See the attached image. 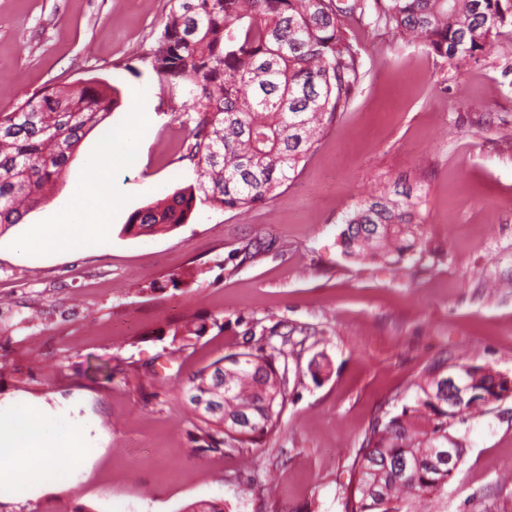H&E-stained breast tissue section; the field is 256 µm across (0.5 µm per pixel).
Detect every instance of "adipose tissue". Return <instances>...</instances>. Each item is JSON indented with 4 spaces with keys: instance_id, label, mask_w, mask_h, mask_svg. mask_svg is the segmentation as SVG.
Masks as SVG:
<instances>
[{
    "instance_id": "ef3b65f1",
    "label": "adipose tissue",
    "mask_w": 512,
    "mask_h": 512,
    "mask_svg": "<svg viewBox=\"0 0 512 512\" xmlns=\"http://www.w3.org/2000/svg\"><path fill=\"white\" fill-rule=\"evenodd\" d=\"M123 146L104 148L88 160L70 205L72 219L63 224H41L26 246L37 253L77 252L99 243L107 227L99 224L91 237L83 236L76 220L87 197L108 204L107 175L124 157ZM97 454L83 421L58 419L28 402L0 406V502L17 503L42 491L69 490L76 484V465Z\"/></svg>"
}]
</instances>
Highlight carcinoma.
<instances>
[{
	"label": "carcinoma",
	"mask_w": 512,
	"mask_h": 512,
	"mask_svg": "<svg viewBox=\"0 0 512 512\" xmlns=\"http://www.w3.org/2000/svg\"><path fill=\"white\" fill-rule=\"evenodd\" d=\"M157 43L143 52L161 80L190 97L191 142L181 159L197 186L134 211L124 226L139 235L184 224L196 204L250 210L272 201L314 151L328 123L347 107L360 60L347 22L374 19L456 64L478 60L512 29V0H171ZM115 104L104 83L48 86L12 112H0V226L19 224L60 180L87 132ZM420 203L370 195L344 218L345 256L397 264L422 246ZM266 249L231 252L243 264ZM469 397L448 404V370ZM288 368L273 355L224 356L188 378L185 401L206 424L209 447L255 443L285 406ZM224 387L214 403L212 389ZM412 402L369 428L351 465L344 512H425L447 496L466 445L452 429L509 396L512 379L482 366L433 363ZM454 460L448 462V449Z\"/></svg>",
	"instance_id": "1"
}]
</instances>
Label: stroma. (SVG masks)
<instances>
[{
	"instance_id": "obj_1",
	"label": "stroma",
	"mask_w": 512,
	"mask_h": 512,
	"mask_svg": "<svg viewBox=\"0 0 512 512\" xmlns=\"http://www.w3.org/2000/svg\"><path fill=\"white\" fill-rule=\"evenodd\" d=\"M170 8L0 0V112L49 85L98 80L118 92L51 198L0 232V400L87 420L99 454L75 489L0 512H183L201 500L224 512H343L369 424L412 400L428 364L512 378V34L458 65L353 24L361 77L291 184L251 211L200 204L186 224L135 236L123 230L135 210L196 180L188 99L138 55ZM123 139L134 156L108 176L104 244L25 253L35 227L63 222L89 158ZM405 189L422 198L421 252L397 265L345 257L344 215ZM254 238L271 248L229 260ZM199 317L220 326L173 338ZM239 351L275 354L288 399L257 444L212 452L180 388ZM459 430L466 452L440 512H512V397Z\"/></svg>"
}]
</instances>
